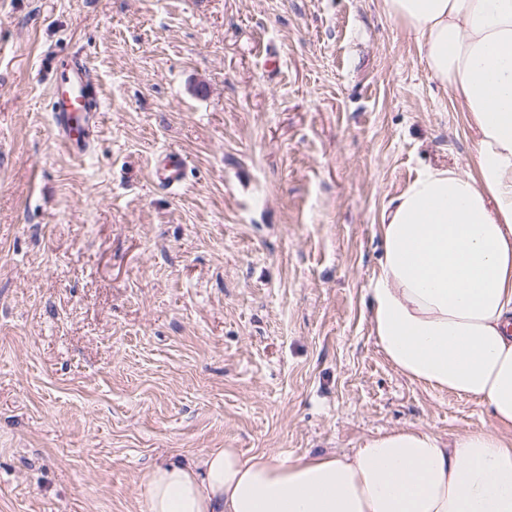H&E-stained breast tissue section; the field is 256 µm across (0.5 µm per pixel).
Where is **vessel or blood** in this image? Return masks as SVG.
I'll return each mask as SVG.
<instances>
[{
	"instance_id": "b4317fda",
	"label": "vessel or blood",
	"mask_w": 512,
	"mask_h": 512,
	"mask_svg": "<svg viewBox=\"0 0 512 512\" xmlns=\"http://www.w3.org/2000/svg\"><path fill=\"white\" fill-rule=\"evenodd\" d=\"M57 78L52 88L51 112L56 139L68 150L84 154L89 149L100 110L101 100L96 79L79 57H63L56 62ZM184 159L175 153L165 154L155 175L161 187L180 185Z\"/></svg>"
}]
</instances>
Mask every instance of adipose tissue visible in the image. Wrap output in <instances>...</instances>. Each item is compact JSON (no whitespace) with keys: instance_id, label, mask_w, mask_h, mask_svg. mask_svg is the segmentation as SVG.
Instances as JSON below:
<instances>
[{"instance_id":"obj_1","label":"adipose tissue","mask_w":512,"mask_h":512,"mask_svg":"<svg viewBox=\"0 0 512 512\" xmlns=\"http://www.w3.org/2000/svg\"><path fill=\"white\" fill-rule=\"evenodd\" d=\"M475 135L462 172L429 167L381 216L372 332L411 381L484 402L494 428H420L336 455L214 448L159 463L144 512H512V0H382Z\"/></svg>"}]
</instances>
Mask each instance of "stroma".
I'll list each match as a JSON object with an SVG mask.
<instances>
[{
	"label": "stroma",
	"instance_id": "stroma-1",
	"mask_svg": "<svg viewBox=\"0 0 512 512\" xmlns=\"http://www.w3.org/2000/svg\"><path fill=\"white\" fill-rule=\"evenodd\" d=\"M66 55L101 98L80 157L50 123ZM473 157L380 0H0V512H143L153 465L212 448L493 427L370 322L383 209ZM185 160L178 154H165L156 166L155 175L159 185L165 189H172L183 181Z\"/></svg>",
	"mask_w": 512,
	"mask_h": 512
}]
</instances>
